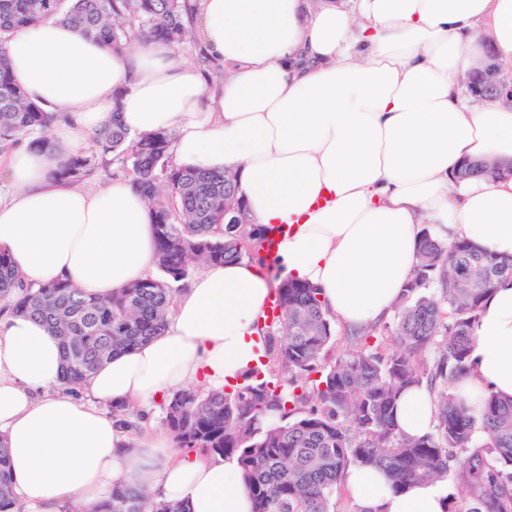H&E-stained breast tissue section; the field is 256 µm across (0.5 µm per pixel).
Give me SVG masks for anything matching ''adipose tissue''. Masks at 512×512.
<instances>
[{
    "mask_svg": "<svg viewBox=\"0 0 512 512\" xmlns=\"http://www.w3.org/2000/svg\"><path fill=\"white\" fill-rule=\"evenodd\" d=\"M201 41L224 67L211 83L171 47L140 40L117 54L47 21L8 43L12 76L59 120L51 147H16L0 197V251L31 285L69 282L110 297L152 275L155 235L130 179L88 187L53 173L82 152L113 103L133 134L170 132L176 166L236 172L259 224L286 231L283 277L319 288L350 327L385 322L417 263L422 229L512 255V176L460 177L467 162L512 161V99L471 94L467 73L493 49L512 65V0H200ZM262 265L209 264L178 292L163 331L114 354L79 385L61 382L62 347L33 318L0 313V439L22 512H86L118 483L150 487L191 512H251L236 457L173 448L166 431L129 427L190 386L239 383L261 364L259 329L275 297ZM469 400L512 397V283L473 326ZM396 421L420 436L432 395L406 391ZM346 483L367 512H446L433 481L394 492L354 466Z\"/></svg>",
    "mask_w": 512,
    "mask_h": 512,
    "instance_id": "ef3b65f1",
    "label": "adipose tissue"
}]
</instances>
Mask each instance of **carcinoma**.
Instances as JSON below:
<instances>
[{"instance_id": "cac0c4a2", "label": "carcinoma", "mask_w": 512, "mask_h": 512, "mask_svg": "<svg viewBox=\"0 0 512 512\" xmlns=\"http://www.w3.org/2000/svg\"><path fill=\"white\" fill-rule=\"evenodd\" d=\"M196 10L192 0H0V143L48 147L45 132L59 118L29 101L13 81L5 35L54 20L117 53L144 38L177 48L193 40ZM118 112L113 108L89 148L68 157L53 178L82 183L120 165L153 214L161 277L92 299L65 282L23 284L11 257L0 252V300L59 336L62 380L70 385L112 354L159 334L174 299L172 285L192 270L244 258L263 262L269 233L268 226L250 222L236 178L177 167L172 133L132 134ZM226 207L244 212L247 223H224ZM506 281H512V256L489 254L465 240L448 244L425 228L393 323L350 330L335 355V319L319 290L283 279L277 286L281 315L262 332L265 367L251 369L230 392L190 387L173 393L164 402L163 424L178 448L236 456L253 512H334L336 487L352 464L384 469L396 491L451 471L460 495L448 498L447 512H512V399L491 393L471 405L454 389L468 371L478 311ZM386 335L393 341L388 348ZM422 385L435 395V424L421 437H407L394 412L405 390ZM18 509L8 448L0 440V512ZM94 512L189 508L119 484Z\"/></svg>"}]
</instances>
